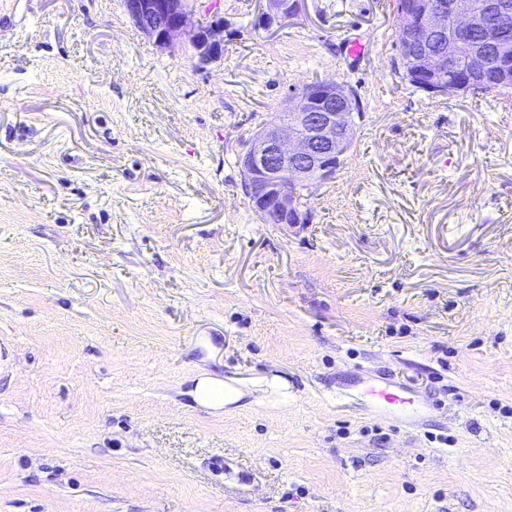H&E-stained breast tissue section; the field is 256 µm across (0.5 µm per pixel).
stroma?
<instances>
[{"label":"stroma","mask_w":512,"mask_h":512,"mask_svg":"<svg viewBox=\"0 0 512 512\" xmlns=\"http://www.w3.org/2000/svg\"><path fill=\"white\" fill-rule=\"evenodd\" d=\"M190 4L204 71L123 0H0V512H512V99L412 90L393 0ZM316 80L362 117L286 232L236 155ZM186 394L200 406L221 409L225 404L237 402L241 393L224 384V379L204 373L192 379ZM402 390L396 391L389 387L370 386L366 390L369 397V404L376 409L393 406V410H404V407L411 406L413 401L409 397L402 396Z\"/></svg>","instance_id":"obj_1"}]
</instances>
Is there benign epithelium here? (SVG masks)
<instances>
[{
  "label": "benign epithelium",
  "instance_id": "benign-epithelium-1",
  "mask_svg": "<svg viewBox=\"0 0 512 512\" xmlns=\"http://www.w3.org/2000/svg\"><path fill=\"white\" fill-rule=\"evenodd\" d=\"M268 19L296 14L298 0H265ZM149 40L171 50L192 48L204 70L224 58V18L190 22L189 0H124ZM512 0H405L396 17L399 43L409 54L396 69L433 96L478 91L512 81ZM359 99L344 82L306 86L288 100L285 118L257 128L237 154L241 185L254 210L283 229L307 223L302 195L336 178L355 136Z\"/></svg>",
  "mask_w": 512,
  "mask_h": 512
}]
</instances>
